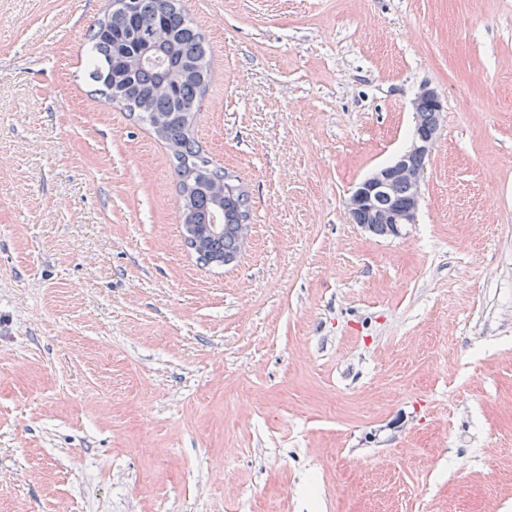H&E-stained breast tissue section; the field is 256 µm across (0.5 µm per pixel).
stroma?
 Listing matches in <instances>:
<instances>
[{"label":"stroma","mask_w":512,"mask_h":512,"mask_svg":"<svg viewBox=\"0 0 512 512\" xmlns=\"http://www.w3.org/2000/svg\"><path fill=\"white\" fill-rule=\"evenodd\" d=\"M251 193L197 265L86 78L109 0H0V512H512V0H183ZM440 94L415 223L353 186Z\"/></svg>","instance_id":"stroma-1"}]
</instances>
